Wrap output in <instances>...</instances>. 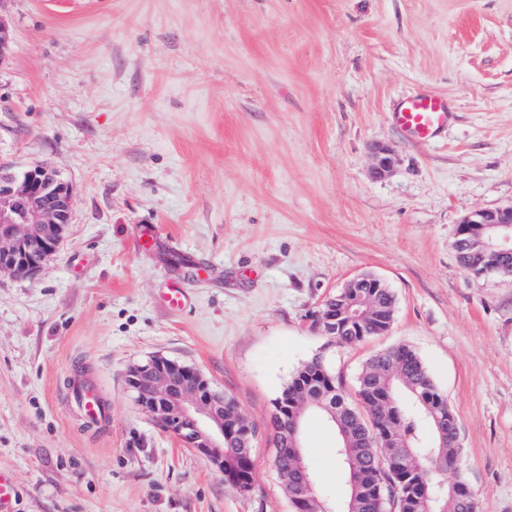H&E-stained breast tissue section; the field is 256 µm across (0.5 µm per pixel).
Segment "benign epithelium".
Instances as JSON below:
<instances>
[{"label":"benign epithelium","instance_id":"7a95c632","mask_svg":"<svg viewBox=\"0 0 512 512\" xmlns=\"http://www.w3.org/2000/svg\"><path fill=\"white\" fill-rule=\"evenodd\" d=\"M395 164L391 150L374 153L371 174L382 178ZM72 195L55 170L35 166L16 175L0 166V272L17 275L20 250L38 239L37 253L24 260L25 275L33 276L55 254L70 221ZM457 237L482 247L493 258L494 269L512 274V207L479 210L459 225ZM156 356L132 368L127 386L141 410L153 421L175 420L180 427L172 433L187 447L206 457L219 474H224V439L242 437L236 424L224 422V392L218 390L196 368ZM284 426L290 447H302L300 418L288 419V399L274 410Z\"/></svg>","mask_w":512,"mask_h":512}]
</instances>
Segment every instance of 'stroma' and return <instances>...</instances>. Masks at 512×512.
Segmentation results:
<instances>
[{
  "label": "stroma",
  "mask_w": 512,
  "mask_h": 512,
  "mask_svg": "<svg viewBox=\"0 0 512 512\" xmlns=\"http://www.w3.org/2000/svg\"><path fill=\"white\" fill-rule=\"evenodd\" d=\"M0 163H45L71 219L31 278L0 273V468L16 512H292L273 465V401L322 357L354 396L364 362L411 345L458 416L481 512H512V278L459 264L457 228L512 206V0H0ZM448 101L421 145L405 97ZM396 154L372 178V148ZM152 224L151 248L139 227ZM370 272L391 330L354 346L315 328ZM182 309L164 305L171 285ZM162 355L200 370L258 427L253 487L162 430L128 391ZM111 405L86 427L74 378ZM304 453L339 493L336 434ZM392 119L400 131L427 144L448 124V101L434 93L409 96L398 103Z\"/></svg>",
  "instance_id": "35a3bbf8"
}]
</instances>
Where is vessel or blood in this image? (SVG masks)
<instances>
[{
	"label": "vessel or blood",
	"instance_id": "b4317fda",
	"mask_svg": "<svg viewBox=\"0 0 512 512\" xmlns=\"http://www.w3.org/2000/svg\"><path fill=\"white\" fill-rule=\"evenodd\" d=\"M392 119L395 126L415 141L426 144L448 124V102L434 93H420L401 100ZM76 407L90 423H102L110 415V406L99 390L79 382L73 387ZM18 485L10 471L0 469V512H14Z\"/></svg>",
	"mask_w": 512,
	"mask_h": 512
}]
</instances>
